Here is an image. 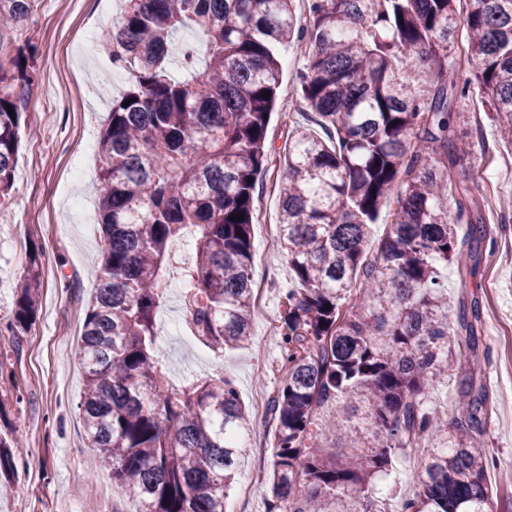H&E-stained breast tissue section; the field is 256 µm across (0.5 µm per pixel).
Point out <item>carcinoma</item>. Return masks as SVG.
<instances>
[{"label":"carcinoma","instance_id":"obj_1","mask_svg":"<svg viewBox=\"0 0 512 512\" xmlns=\"http://www.w3.org/2000/svg\"><path fill=\"white\" fill-rule=\"evenodd\" d=\"M35 2L0 0V209L38 81L37 46L17 38L6 47L1 37L24 27ZM456 2L308 0L303 18L296 0H122L102 31L131 85L112 101L97 151L104 246L76 349L78 409L95 468L112 471L138 512H224L245 452L250 417L233 380L170 384L156 315L175 276L188 286L185 322L203 346L221 358L249 341L252 204L270 150L264 115L290 47L303 54L297 90L324 136L294 127L283 158L275 247L295 287L278 317L285 375L270 408L268 512H327L328 497L349 499L337 512H376L373 479L403 448L420 450L421 473L401 512H495L485 486L494 459L475 442L486 387L461 382L467 403L449 432L428 405L479 341L462 314L455 333L464 339L449 347L438 279V266H467L488 235L480 207L466 203L469 187L452 175L472 87L512 145V0H466L463 12ZM183 28L202 34L207 64L177 79L172 40ZM393 199L372 257L371 226ZM190 229L195 247L183 252ZM40 288L32 254L10 335L34 318ZM342 402L363 408L357 425L337 410ZM328 406L332 419L319 421ZM327 430L348 440L338 459L320 444Z\"/></svg>","mask_w":512,"mask_h":512}]
</instances>
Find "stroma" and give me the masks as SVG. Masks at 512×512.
I'll return each mask as SVG.
<instances>
[{
	"label": "stroma",
	"instance_id": "obj_1",
	"mask_svg": "<svg viewBox=\"0 0 512 512\" xmlns=\"http://www.w3.org/2000/svg\"><path fill=\"white\" fill-rule=\"evenodd\" d=\"M120 0H38L26 24L37 46V82L26 98L20 126V149L14 189L8 209L0 212V441L22 439L14 453L13 469L0 476V512H137L138 504L108 471H90L91 451L78 403L85 377L75 359L83 311L98 279L96 258L99 230L86 227L75 201L96 212L95 153L81 154L85 136L100 138L113 98L131 83L113 82L114 66L101 45H86L84 29L107 28ZM304 59L296 50L281 56L280 99L272 114L269 139L274 153L261 175L264 189L254 209L266 223H254L253 248L262 247L268 225L276 224L279 194L285 182L283 156L292 122L289 110L296 96V75ZM470 121L463 138L475 193L489 200L484 211L489 235L473 250L474 271L449 265L448 322L457 326L460 315H477L475 327L481 349L475 360L461 359L447 382L435 387L429 402L443 410L445 424H454L462 404L458 383L470 377L487 389L485 432L477 444L489 449L495 465L487 474L494 501L512 498V482L499 471L512 467V413H505L503 396L512 389V260L503 258L512 245V146L498 134L480 92L470 93L464 106ZM83 209V210H84ZM36 251L44 283L38 311L19 338L4 329L15 316L18 285L27 261ZM254 283L265 288L267 317H254L248 345L226 351L216 359L188 329L172 335L167 325L183 320L182 290L172 280L157 314L160 350L168 378L231 377L252 418L247 448L239 460L228 499L236 512H266L267 476L272 460L269 414L258 403H270L281 385L280 337L277 319L282 296L294 281L288 264L278 256L252 267ZM420 452H397L387 475L375 481L378 512H389L400 497L414 493Z\"/></svg>",
	"mask_w": 512,
	"mask_h": 512
}]
</instances>
